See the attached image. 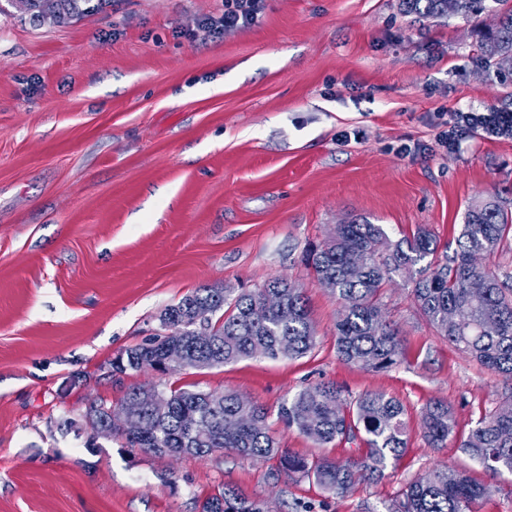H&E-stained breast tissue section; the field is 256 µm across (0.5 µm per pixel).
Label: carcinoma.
<instances>
[{
	"instance_id": "1",
	"label": "carcinoma",
	"mask_w": 512,
	"mask_h": 512,
	"mask_svg": "<svg viewBox=\"0 0 512 512\" xmlns=\"http://www.w3.org/2000/svg\"><path fill=\"white\" fill-rule=\"evenodd\" d=\"M12 3L21 11L51 15L59 22L79 14V0ZM399 9L424 18L469 19L493 12L497 22L482 40L481 54L490 67L497 65L500 56L512 55V0H399ZM511 238L512 214L496 195L468 205L457 248L441 260L435 258L436 241L424 227L402 244L391 241L380 224L351 219L336 225L327 241L306 251L304 260L317 282L342 303L343 313L336 321L338 358L373 371L397 364L398 333L383 314L380 295L392 274L413 271L418 278L412 293L430 324L482 366L511 379L512 275L477 263L481 257L493 256ZM198 309L209 311L205 342L192 337ZM159 321L164 334L119 353L112 360L113 372L154 371L170 346L183 348L199 368L255 356L298 358L316 346L304 289L279 278L236 296L224 288L202 286L164 309ZM284 341L288 342L286 352L280 349ZM164 394L169 404L163 413L155 414L157 433L146 438L128 435V446L153 453L165 448L202 458L224 450L253 459L276 457L285 475L312 476L325 492L335 495L359 479H377L406 448L405 407L382 393L348 400L334 383L321 382L298 391L277 412L287 427L320 445L364 433L367 455L360 462L328 457L308 460L290 454L277 446L269 432V410L235 392L217 396L171 386ZM215 396L220 402H211ZM192 416L198 420L194 429L189 427ZM420 427L429 447H446L455 438L452 408L440 400L427 403ZM459 448L490 471L512 472V402L480 418L460 439ZM485 494V486L444 466L409 483L391 512H472V504ZM201 512H263V503L224 487L202 502Z\"/></svg>"
}]
</instances>
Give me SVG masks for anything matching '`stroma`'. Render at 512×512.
<instances>
[{
	"instance_id": "stroma-1",
	"label": "stroma",
	"mask_w": 512,
	"mask_h": 512,
	"mask_svg": "<svg viewBox=\"0 0 512 512\" xmlns=\"http://www.w3.org/2000/svg\"><path fill=\"white\" fill-rule=\"evenodd\" d=\"M224 0H111L35 21L0 0V512H200L218 488L272 512H388L407 483L450 465L487 487L475 512H512V473L456 443L432 448L420 412L444 400L458 434L512 396V379L422 317L408 273L383 293L398 364L336 356L343 307L304 255L351 218L400 241L426 227L452 252L476 198L512 210V138L443 148L453 113L512 112V77L478 48L494 18H418L398 0H265L258 25L215 38ZM286 278L306 291L317 344L175 375L112 373L159 316L203 285ZM331 381L405 408L407 448L339 495L278 474L274 458L172 457L93 436L89 404L168 384L234 391L270 411ZM280 447L362 460V439L320 445L277 419Z\"/></svg>"
}]
</instances>
